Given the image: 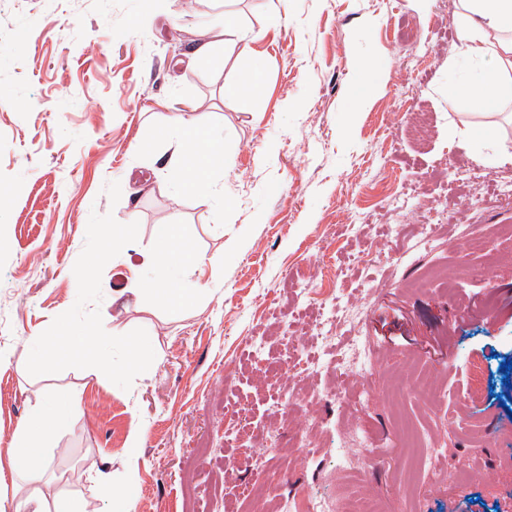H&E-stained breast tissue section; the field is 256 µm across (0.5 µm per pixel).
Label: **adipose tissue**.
Segmentation results:
<instances>
[{"label": "adipose tissue", "instance_id": "1", "mask_svg": "<svg viewBox=\"0 0 512 512\" xmlns=\"http://www.w3.org/2000/svg\"><path fill=\"white\" fill-rule=\"evenodd\" d=\"M459 3L466 47L462 57L453 63L455 76L448 83V99L490 113L512 100V0H459ZM164 133L172 138L167 163L175 172L178 188L186 191L209 188L213 171L224 167L220 143L211 140L208 129L190 126L180 112L171 114ZM186 238L182 226H166L165 238L155 258L174 272L175 277L155 288L147 287L142 281L137 284L139 295L150 297L157 306L172 313L201 302L206 294L202 288L180 287L177 280L179 273L202 262L198 253L183 249ZM111 341L102 326L79 336L35 339L41 361L49 365L66 353L95 352ZM68 418V407L56 405L50 398L32 409L25 426L15 434L7 450L8 467L30 492L16 499L14 512H88L84 499L54 496L45 489L50 463L46 442L66 429Z\"/></svg>", "mask_w": 512, "mask_h": 512}]
</instances>
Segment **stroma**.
Instances as JSON below:
<instances>
[{"label":"stroma","mask_w":512,"mask_h":512,"mask_svg":"<svg viewBox=\"0 0 512 512\" xmlns=\"http://www.w3.org/2000/svg\"><path fill=\"white\" fill-rule=\"evenodd\" d=\"M228 16L237 35L188 64ZM463 42L457 0H0V455L68 393L48 474L95 512L130 475L132 512H280L292 493L512 512V238L492 232L512 225V118L449 102ZM254 62L256 89L227 96ZM173 107L223 139L209 191L168 183ZM130 221L102 257V225ZM167 224L204 257L186 285L208 301L113 299L114 274L167 281L147 260ZM101 325L95 376L24 347ZM340 336L366 337V378H334L354 358ZM413 437L440 450L432 487L402 476Z\"/></svg>","instance_id":"35a3bbf8"}]
</instances>
